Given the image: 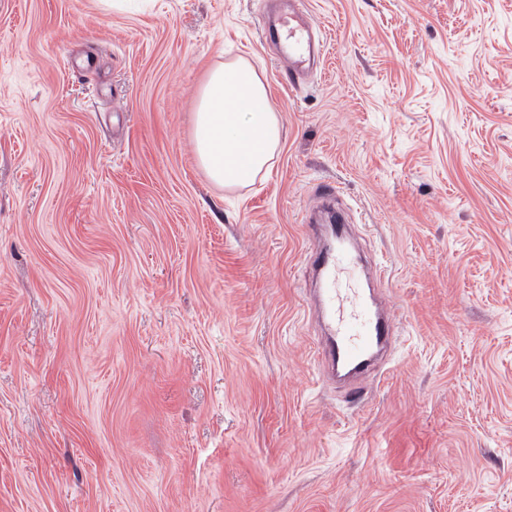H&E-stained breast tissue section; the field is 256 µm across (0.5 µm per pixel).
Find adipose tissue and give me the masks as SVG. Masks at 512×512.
<instances>
[{
  "instance_id": "obj_1",
  "label": "adipose tissue",
  "mask_w": 512,
  "mask_h": 512,
  "mask_svg": "<svg viewBox=\"0 0 512 512\" xmlns=\"http://www.w3.org/2000/svg\"><path fill=\"white\" fill-rule=\"evenodd\" d=\"M281 141V125L256 69L247 61L214 68L200 89L194 149L217 186H248L267 172Z\"/></svg>"
}]
</instances>
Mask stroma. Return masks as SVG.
Segmentation results:
<instances>
[{
  "mask_svg": "<svg viewBox=\"0 0 512 512\" xmlns=\"http://www.w3.org/2000/svg\"><path fill=\"white\" fill-rule=\"evenodd\" d=\"M0 0V512H512V0ZM239 59L281 143L198 165ZM340 187L398 335L319 367L304 216ZM288 13H266L262 20V29L266 36L279 41L283 46V66L288 71L291 84H298L323 50V44L313 39V29L309 24H302L298 17L306 12L305 1L289 0ZM281 141L278 113L247 61L214 68L200 89L194 149L209 179L246 187L272 167Z\"/></svg>",
  "mask_w": 512,
  "mask_h": 512,
  "instance_id": "stroma-1",
  "label": "stroma"
}]
</instances>
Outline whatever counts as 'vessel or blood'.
<instances>
[{
  "label": "vessel or blood",
  "mask_w": 512,
  "mask_h": 512,
  "mask_svg": "<svg viewBox=\"0 0 512 512\" xmlns=\"http://www.w3.org/2000/svg\"><path fill=\"white\" fill-rule=\"evenodd\" d=\"M304 11V0H289L287 12L268 13L262 20L266 36L281 42L283 65L294 84L307 74L311 60L323 50L322 44L313 39L311 25L298 20ZM306 234L313 245L312 311L323 319L327 329L317 357L327 371L340 370L362 380L375 367L378 354L388 348L397 319L389 303L361 288L365 282L384 284L386 269L380 265L366 268L361 273V283H354L349 277L354 258L344 247L347 225L337 223L322 228L310 224Z\"/></svg>",
  "instance_id": "vessel-or-blood-1"
}]
</instances>
